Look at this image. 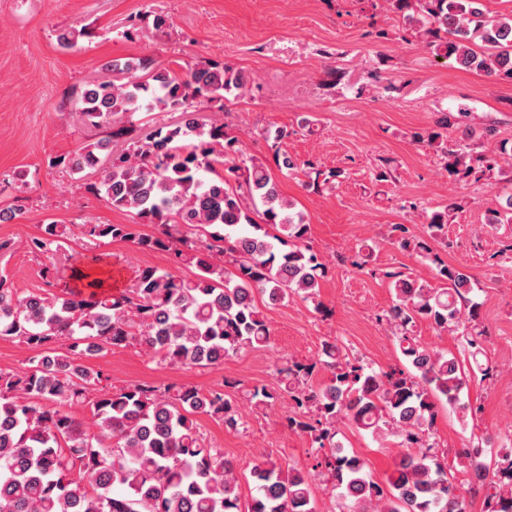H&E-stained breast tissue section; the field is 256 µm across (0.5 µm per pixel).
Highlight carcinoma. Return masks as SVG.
<instances>
[{"label": "carcinoma", "instance_id": "carcinoma-1", "mask_svg": "<svg viewBox=\"0 0 512 512\" xmlns=\"http://www.w3.org/2000/svg\"><path fill=\"white\" fill-rule=\"evenodd\" d=\"M392 12L428 38L436 55L467 69L512 81V14L492 19L483 0H386ZM89 35L87 28L59 32L64 48ZM245 76L215 60L183 73L149 57L111 61L104 74L76 92L80 120L110 130L67 161L75 174L87 169L100 181L88 192L131 212V224H84L81 235L141 252L171 255L170 269L146 265L119 293L104 280L78 273L83 287L62 294H21L0 275V337L34 352L21 371H0V512H316L309 474L271 460L254 465L247 481L257 495L243 505L233 463L205 445L195 416L207 415L238 430L245 422L232 398L194 385L139 383L112 386L84 361L104 351L138 345L171 367L218 364L228 356L268 346L270 328L257 299L270 305L297 295L314 302L328 272L308 245L305 215L281 196L270 169L246 155L222 125L201 120L203 109L242 95ZM176 112L179 120L148 132L131 121L140 110ZM466 112H443L428 141L461 125ZM448 172L480 179L512 147L476 153L465 139L443 148ZM452 202L430 217L426 238L394 225L395 242L437 264L436 287L400 271L388 272L394 291L378 315L398 343L407 366L376 370L335 341L316 359H288L276 369L279 392L255 387L243 393L256 406L287 397L286 427L310 438L314 469L335 495L338 512H468L467 495L484 494V512H512V447L463 450L467 490L456 484L435 451L436 402L466 423L477 409L463 401L473 375L486 377L478 337L468 330L470 361L422 345L413 335L420 321L437 329L476 317L467 274L434 256L445 240ZM487 224H512V194ZM142 225H153L146 234ZM197 232L184 235L181 228ZM70 232L44 224L26 248L47 254ZM193 269L182 276L180 267ZM331 374L316 386L318 373ZM89 408L98 431L89 433L73 407ZM347 421L373 436L392 435L403 448L379 482L366 463L336 441ZM79 478H74V475Z\"/></svg>", "mask_w": 512, "mask_h": 512}]
</instances>
